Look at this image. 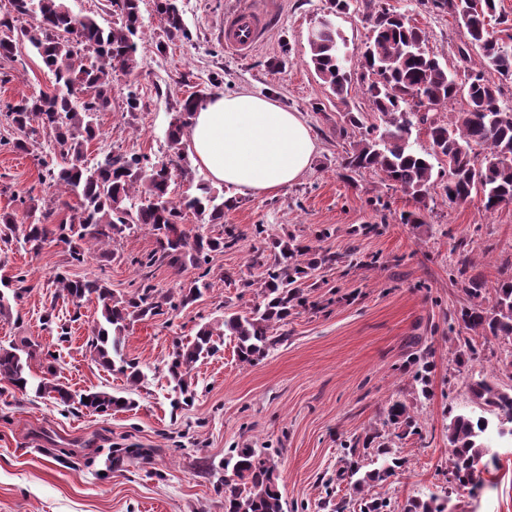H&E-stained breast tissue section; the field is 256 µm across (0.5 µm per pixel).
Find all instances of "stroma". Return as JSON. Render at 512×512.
<instances>
[{
	"label": "stroma",
	"mask_w": 512,
	"mask_h": 512,
	"mask_svg": "<svg viewBox=\"0 0 512 512\" xmlns=\"http://www.w3.org/2000/svg\"><path fill=\"white\" fill-rule=\"evenodd\" d=\"M267 1L274 13L271 29L254 52L242 56L224 46V16L260 0H177L189 37L174 43L164 36L153 0H143L139 67L130 75L113 74L112 103L96 116L100 135L83 156L89 167L111 149L167 159L170 118L194 93L271 96L302 113L317 141L308 170L284 188L253 195L217 185L218 193L237 200L225 210L223 224L187 215L190 232L202 228L216 236L233 230L242 239L235 249L214 253L212 288L200 299L130 327L123 353L140 363L144 378L138 386L93 361L86 342L101 308L93 299L74 308L60 296L54 277L66 269L77 277L104 278L118 293L145 280L173 291L196 277V269L139 266L138 258L156 247L145 229L111 244L110 256L73 267L64 244L53 242L33 254L21 238L0 241V277L24 276L27 288L0 316V345L31 338L56 355L57 375L72 391L105 390L135 402L132 410L100 416L0 382V512H224L216 492L220 466L231 448L246 444L267 449L277 462L288 512H335L342 499L350 501L349 512H359L349 480H340L333 492L324 481L335 477L345 440L375 430L408 461L385 488L393 512L429 493L450 495L455 512H512V439H495L478 466L477 488L452 490L446 431L453 416L473 408L474 373L512 384V375L501 369L511 342L477 340L472 361L461 366L452 331L466 302L452 281L460 248H467L488 287L501 274L512 276V204L492 212L477 196L451 204L438 187L418 204L377 171L342 178L341 162L362 132L376 136L384 127L371 109L369 81L353 77L348 106L361 112L363 126L344 128V105L308 64V31L327 0ZM374 3L411 15L426 33V50L459 77L478 69V58L465 62L459 55L464 25L419 0H352L349 13L335 20L349 49L368 41L363 18ZM276 58L286 59L284 72L271 69ZM53 89L40 57L20 45L15 59L0 60V128L6 103ZM131 90L139 97L134 110L126 103ZM36 140L27 153L0 147V213L22 212L27 199L49 223H68L79 199L40 184L43 163L62 158L46 132ZM414 209L421 210L422 223H403V214ZM259 224L266 231L258 236ZM363 224L376 225V232L359 234ZM324 228L331 235L322 248L341 259L317 271L316 287L305 288L310 305L289 316L284 342L243 364L233 340H225L219 352L195 364L193 403L173 408L166 364L175 342L191 340L201 324L225 310L257 303L256 292L240 285L261 273L250 264L254 253L273 256L274 239L292 234L311 240ZM352 243L359 251L349 257L345 251ZM421 351L433 363L425 388L409 365ZM396 400L418 416L419 434L399 438L385 426L384 408ZM117 448H141L145 455L123 471H107L106 459Z\"/></svg>",
	"instance_id": "1"
}]
</instances>
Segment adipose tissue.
I'll list each match as a JSON object with an SVG mask.
<instances>
[{
  "instance_id": "obj_1",
  "label": "adipose tissue",
  "mask_w": 512,
  "mask_h": 512,
  "mask_svg": "<svg viewBox=\"0 0 512 512\" xmlns=\"http://www.w3.org/2000/svg\"><path fill=\"white\" fill-rule=\"evenodd\" d=\"M188 148L214 182L261 194L296 182L310 166L316 140L300 113L244 90L200 104Z\"/></svg>"
}]
</instances>
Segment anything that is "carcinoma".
<instances>
[{"instance_id":"carcinoma-1","label":"carcinoma","mask_w":512,"mask_h":512,"mask_svg":"<svg viewBox=\"0 0 512 512\" xmlns=\"http://www.w3.org/2000/svg\"><path fill=\"white\" fill-rule=\"evenodd\" d=\"M118 21L105 28L95 18L75 16L64 0H11L17 15L31 23L16 27L0 20V59L15 57L19 45L28 43L52 73L55 91L25 97L7 105L4 117L8 127L20 136H0V145L27 152L37 130L52 134L59 153L68 163L59 167L43 164L40 182L80 199L81 209L68 224L44 223L34 208L26 211L28 223H16L13 213L0 214V239L22 233L29 250L39 253L44 246L59 240L69 247V263L83 264L103 247L133 228L147 229L156 240V249L141 266L157 263L173 268L191 264L197 277L181 286L177 293H163L143 283L126 295L115 296L99 278L74 277L66 270L55 275V284L72 304L96 297L102 322L94 329L87 346L92 359L105 368L121 362V372L129 384L138 385L144 374L139 364L123 358L122 346L130 325L153 320L196 301L210 289L211 254L236 247L241 235L232 231L217 237L190 234L184 227L192 213L207 217L209 224L224 221V209L234 200L219 201L220 195L201 183L198 193L175 198L171 195L174 172L188 173L183 136L195 104L202 96L183 99L172 115L166 137L169 160L156 163L145 155L110 151L92 167L82 164L84 147L99 135L94 116L111 106L112 71L126 73L138 67L136 38L141 34L142 0H107ZM434 8L446 11L464 23L469 44L479 51L480 68L460 82L457 74L425 49L426 34L411 18L382 7L367 16L371 37L357 53L358 67L374 77L369 86L373 111L381 115L384 131L375 137L364 136L352 146L343 160L344 169L356 173L376 169L391 186L421 203L434 186V162L444 161L440 171L441 188L449 202L462 204L472 195H481L484 208L495 210L512 203V107L500 104L499 85L488 75L512 78V35L507 44L488 28L496 13L495 0H431ZM155 11L164 21L170 41L187 37L177 0H154ZM345 40L331 19L320 24L319 34L309 41V64L319 79L344 106V119L354 128L363 125L360 113L350 109L347 96L352 73L347 66ZM462 98L465 108L455 119L442 123L432 113ZM424 127L431 141L430 150L415 151L409 144L414 127ZM278 249L271 263H264L263 277L255 282L241 280V287L259 285L262 301L245 311L224 313V318L200 326L192 340L174 345L167 370L174 389L187 405L194 399L191 370L203 355L218 351L225 336L235 341L242 363L266 356L283 340L274 327L287 324L288 316L308 304L299 282L312 279L315 271L331 267L341 255L315 249L290 235L274 243ZM471 262L457 261L455 282L468 304L456 313L457 361L476 354V339H512V278L487 288L485 278L470 273ZM15 390H33L40 397L64 405L75 400L57 378L55 360L43 355L40 345L23 337L9 347L0 346V381ZM471 402L477 411L456 415L448 424V474L458 485L472 482L477 466L491 445L488 415L496 421L511 419L512 386L505 388L484 377L469 385ZM78 404L97 413L126 410L132 400L107 391L84 394ZM385 424L402 430V435L417 433L416 416L409 407L394 401L387 408ZM379 434L357 436L349 445L352 455L367 453L377 444L376 456L382 464L368 470L352 484L359 495L360 512H391V500L383 494L368 496L365 489L381 486L405 459L392 453L385 442H375ZM224 478L217 491L224 494V512H284L278 486L279 475L273 458L259 448H233L224 458ZM404 512H448V497L431 493L410 499Z\"/></svg>"}]
</instances>
